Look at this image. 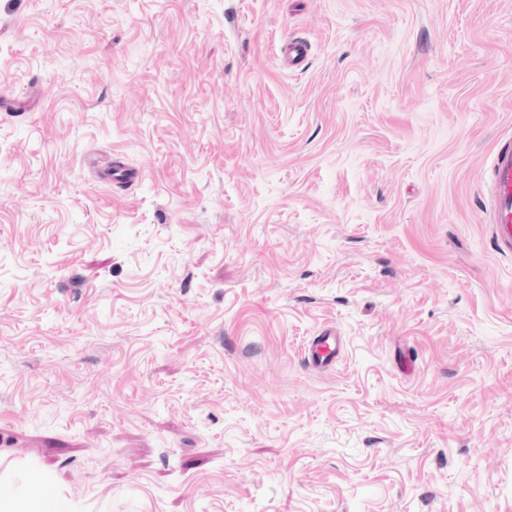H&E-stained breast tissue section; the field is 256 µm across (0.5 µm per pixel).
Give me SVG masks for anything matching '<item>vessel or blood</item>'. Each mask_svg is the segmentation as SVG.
Returning a JSON list of instances; mask_svg holds the SVG:
<instances>
[{
    "mask_svg": "<svg viewBox=\"0 0 512 512\" xmlns=\"http://www.w3.org/2000/svg\"><path fill=\"white\" fill-rule=\"evenodd\" d=\"M492 234L502 252L512 251V143L502 144L490 171ZM344 352V340L334 328L319 331L303 351L308 367L325 369L335 364Z\"/></svg>",
    "mask_w": 512,
    "mask_h": 512,
    "instance_id": "b4317fda",
    "label": "vessel or blood"
}]
</instances>
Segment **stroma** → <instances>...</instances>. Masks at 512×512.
<instances>
[{
  "instance_id": "1",
  "label": "stroma",
  "mask_w": 512,
  "mask_h": 512,
  "mask_svg": "<svg viewBox=\"0 0 512 512\" xmlns=\"http://www.w3.org/2000/svg\"><path fill=\"white\" fill-rule=\"evenodd\" d=\"M1 93L0 491L512 512V0H0ZM492 234L500 250L512 251V143L502 144L490 171ZM344 352V340L332 327H326L314 336L303 351L306 365L314 369L333 366Z\"/></svg>"
}]
</instances>
